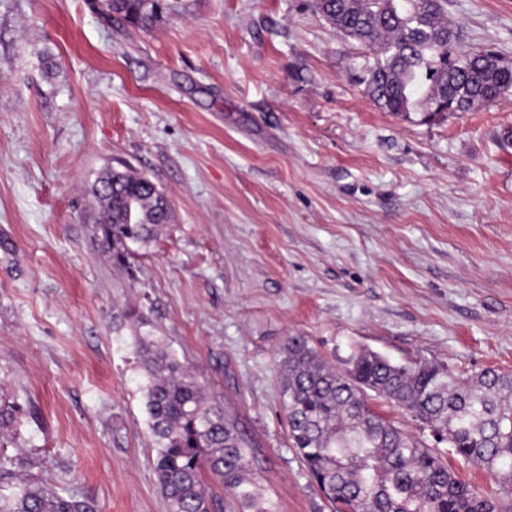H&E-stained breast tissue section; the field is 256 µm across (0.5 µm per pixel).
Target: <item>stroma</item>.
Wrapping results in <instances>:
<instances>
[{
    "instance_id": "stroma-1",
    "label": "stroma",
    "mask_w": 512,
    "mask_h": 512,
    "mask_svg": "<svg viewBox=\"0 0 512 512\" xmlns=\"http://www.w3.org/2000/svg\"><path fill=\"white\" fill-rule=\"evenodd\" d=\"M148 31L93 0H0V393L33 409L0 466L94 512H166L134 338L199 374L276 512H330L288 435L281 352L512 372V97L379 109L366 50L314 0H182ZM512 64V0H448ZM172 217L115 266L112 168Z\"/></svg>"
}]
</instances>
